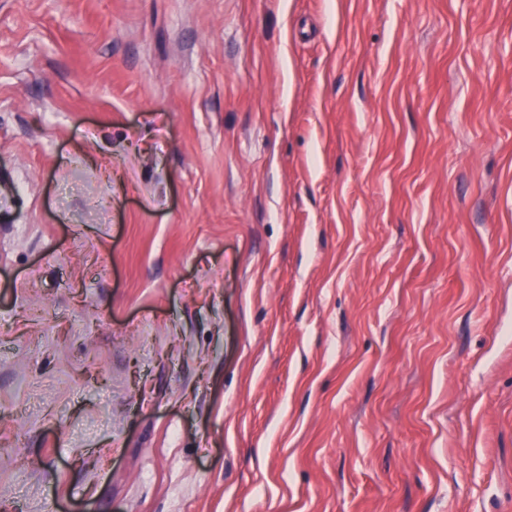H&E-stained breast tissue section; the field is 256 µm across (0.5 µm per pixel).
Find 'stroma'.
<instances>
[{
  "label": "stroma",
  "mask_w": 512,
  "mask_h": 512,
  "mask_svg": "<svg viewBox=\"0 0 512 512\" xmlns=\"http://www.w3.org/2000/svg\"><path fill=\"white\" fill-rule=\"evenodd\" d=\"M0 512H512V0H0Z\"/></svg>",
  "instance_id": "obj_1"
}]
</instances>
